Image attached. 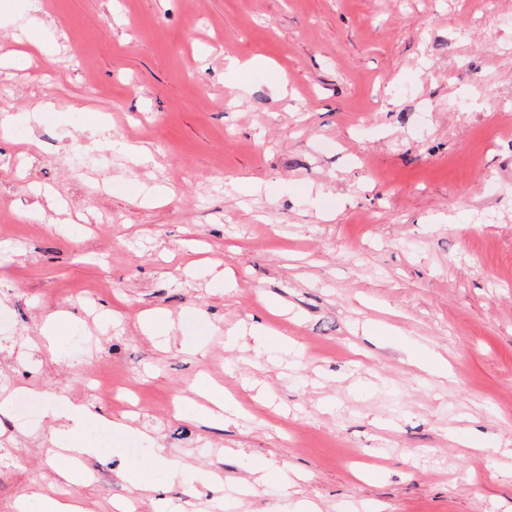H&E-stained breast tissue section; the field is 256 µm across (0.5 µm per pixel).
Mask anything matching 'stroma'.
<instances>
[{
  "label": "stroma",
  "instance_id": "1",
  "mask_svg": "<svg viewBox=\"0 0 512 512\" xmlns=\"http://www.w3.org/2000/svg\"><path fill=\"white\" fill-rule=\"evenodd\" d=\"M0 16V512H176L160 455L201 492L287 466L234 512H512V0ZM32 27L53 60L18 58ZM203 380L241 413L208 423ZM58 395L120 424L86 485L56 474Z\"/></svg>",
  "mask_w": 512,
  "mask_h": 512
}]
</instances>
